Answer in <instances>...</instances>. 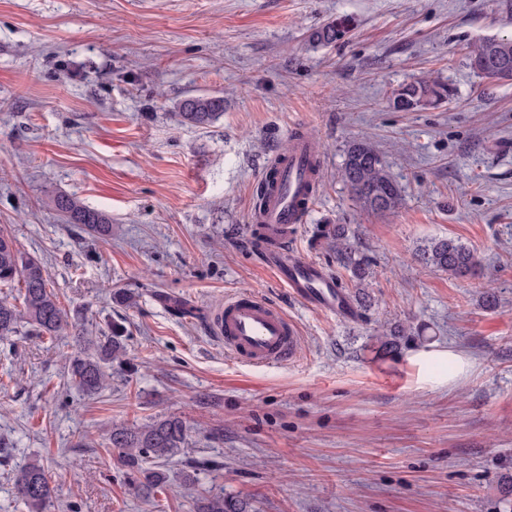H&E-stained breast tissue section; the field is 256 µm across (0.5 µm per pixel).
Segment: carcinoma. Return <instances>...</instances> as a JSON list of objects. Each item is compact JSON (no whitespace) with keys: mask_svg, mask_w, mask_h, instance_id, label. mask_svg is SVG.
Listing matches in <instances>:
<instances>
[{"mask_svg":"<svg viewBox=\"0 0 512 512\" xmlns=\"http://www.w3.org/2000/svg\"><path fill=\"white\" fill-rule=\"evenodd\" d=\"M349 23L345 20L331 21L314 28L309 36L316 45H329L342 39ZM470 67L485 78L495 81H512V39L489 36L473 43L469 51ZM448 86L436 81H413L394 89L390 97L397 111L437 106L448 99ZM224 115V98L217 95H188L177 105L176 116L184 124L204 126L215 123ZM342 178L353 194L365 207L387 212L395 209L401 201V186L388 172L385 163L366 141H355L348 145L342 164ZM54 206L70 224H80L92 236L105 238L112 235V220L93 210L73 196L60 194ZM319 237L329 241L336 253V261L349 269L354 278L366 277L368 264L360 256L354 237L349 235L345 224H321L317 227ZM418 259L429 266L453 277L475 274L477 259L466 245L451 238L433 239L418 250ZM20 284V303L14 304L0 298V338L18 332L28 326L29 332L37 336H57L68 327V315L57 296L48 286L47 272L43 262L22 252L14 239L0 229V286ZM125 329L114 324L111 335L103 337L93 354L83 352L76 355L68 365L72 383L86 395H96L105 390L112 378L109 367L112 361L125 360L123 342ZM411 335L404 327H396L382 333L378 338L379 348L392 351L398 347L400 337ZM188 428L179 417L154 419L139 426L115 424L107 433V444L116 453L118 464L130 476L135 493L149 497L168 479L160 468L148 467L146 463L168 462L179 449L187 444ZM11 479L16 494L27 505L29 512H45L52 490L43 465L32 460L11 470ZM194 512H248L242 502L226 498L222 494H207L196 499Z\"/></svg>","mask_w":512,"mask_h":512,"instance_id":"obj_1","label":"carcinoma"}]
</instances>
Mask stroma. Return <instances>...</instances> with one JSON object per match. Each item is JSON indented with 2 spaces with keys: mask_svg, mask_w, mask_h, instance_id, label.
I'll return each mask as SVG.
<instances>
[{
  "mask_svg": "<svg viewBox=\"0 0 512 512\" xmlns=\"http://www.w3.org/2000/svg\"><path fill=\"white\" fill-rule=\"evenodd\" d=\"M344 16V39L310 42ZM486 36H512L497 0H0V227L42 260L89 345L126 329L127 363L91 397L67 379L74 336L0 339V456L43 463L48 512H194L202 492L249 512H512V82L470 68ZM422 79L447 102L390 107ZM191 94L223 97V116L178 123ZM296 132L323 172L289 243L355 301L349 319L295 300L251 246L261 175ZM362 139L402 188L392 211L340 177ZM60 194L107 214L111 238L67 223ZM320 224L355 232L365 281ZM448 237L474 250L475 275L417 260ZM237 292L295 323V361L225 352L208 320ZM398 324L414 335L379 351ZM443 349L468 366L440 384L414 357ZM170 415L187 444L144 500L104 437Z\"/></svg>",
  "mask_w": 512,
  "mask_h": 512,
  "instance_id": "obj_1",
  "label": "stroma"
}]
</instances>
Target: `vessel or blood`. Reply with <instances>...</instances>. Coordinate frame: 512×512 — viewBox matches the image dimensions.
<instances>
[{
    "instance_id": "b4317fda",
    "label": "vessel or blood",
    "mask_w": 512,
    "mask_h": 512,
    "mask_svg": "<svg viewBox=\"0 0 512 512\" xmlns=\"http://www.w3.org/2000/svg\"><path fill=\"white\" fill-rule=\"evenodd\" d=\"M314 151L308 138L292 139L288 162L280 168L276 185L260 217L254 242L263 264L304 306L351 312L339 294L334 277L322 266L289 251L288 237L312 204L309 159ZM212 329L233 358L256 366L284 364L297 355L296 328L287 314L247 293L227 297L212 314Z\"/></svg>"
}]
</instances>
